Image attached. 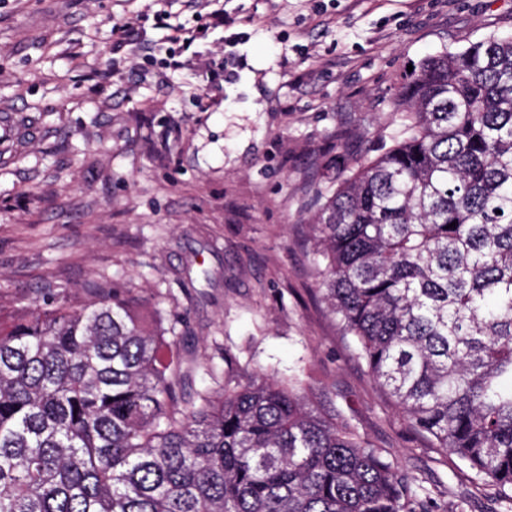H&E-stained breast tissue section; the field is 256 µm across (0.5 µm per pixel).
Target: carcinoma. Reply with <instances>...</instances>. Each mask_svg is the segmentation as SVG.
I'll return each instance as SVG.
<instances>
[{
	"label": "carcinoma",
	"mask_w": 512,
	"mask_h": 512,
	"mask_svg": "<svg viewBox=\"0 0 512 512\" xmlns=\"http://www.w3.org/2000/svg\"><path fill=\"white\" fill-rule=\"evenodd\" d=\"M396 106L317 211L321 291L407 426L512 512V35L424 60ZM189 384L116 294L0 313V512H434L301 376Z\"/></svg>",
	"instance_id": "obj_1"
}]
</instances>
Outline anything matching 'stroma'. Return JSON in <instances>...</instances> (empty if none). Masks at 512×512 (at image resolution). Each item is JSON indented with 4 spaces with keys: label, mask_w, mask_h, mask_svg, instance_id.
Masks as SVG:
<instances>
[{
    "label": "stroma",
    "mask_w": 512,
    "mask_h": 512,
    "mask_svg": "<svg viewBox=\"0 0 512 512\" xmlns=\"http://www.w3.org/2000/svg\"><path fill=\"white\" fill-rule=\"evenodd\" d=\"M247 60L225 81L208 10L169 0H0V311L112 291L187 350L195 389L304 374L441 512L490 487L413 433L319 290L312 219L380 153L408 66L512 33V0H221ZM259 15L256 24L249 15ZM137 17L121 45L113 19ZM214 70L207 80L206 70Z\"/></svg>",
    "instance_id": "35a3bbf8"
}]
</instances>
